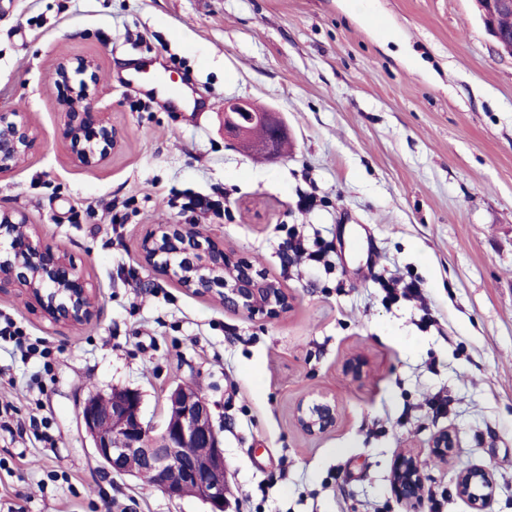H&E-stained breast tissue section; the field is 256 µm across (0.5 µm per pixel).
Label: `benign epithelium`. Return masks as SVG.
I'll use <instances>...</instances> for the list:
<instances>
[{
    "label": "benign epithelium",
    "mask_w": 512,
    "mask_h": 512,
    "mask_svg": "<svg viewBox=\"0 0 512 512\" xmlns=\"http://www.w3.org/2000/svg\"><path fill=\"white\" fill-rule=\"evenodd\" d=\"M479 14L495 39L498 50L512 54V34L499 30L497 19L512 14V0H474ZM79 75L75 97L62 105L61 134L73 160L94 166L120 145L119 133L102 112L89 103L99 81L98 64L85 58L72 64L60 60L54 66V81L71 82ZM224 131L248 147L267 155L278 154L284 125L277 113L262 110L249 100L224 102ZM260 125L270 137L253 142L252 129ZM38 133L24 113L0 111V176L15 169L34 149ZM19 210L0 209V294L10 289L25 294L45 318L54 324L81 323L96 308V291L67 254L45 242ZM145 266L172 278L197 295L223 298L224 309L251 318H275L288 313L293 297L277 280L249 260L224 250V244L192 224H157L141 240ZM140 395L119 390L87 399L79 418L92 440L96 456L105 470L120 475L148 473L171 500L190 495L209 506V512H225L228 504V471L224 448L214 425L208 401L190 387L179 386L169 396L167 420L160 432L144 422ZM340 410L336 400L323 398L310 405L299 403L294 412L296 426L305 434H323L336 426ZM209 452L198 456L192 448ZM457 436L448 428L432 438L431 453L441 462L456 453ZM137 460L140 468L129 467ZM422 458L408 452L397 456L392 469L395 495L403 502L422 499ZM490 472L469 465L457 472L458 494L473 512H484L491 494Z\"/></svg>",
    "instance_id": "7a95c632"
}]
</instances>
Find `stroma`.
I'll list each match as a JSON object with an SVG mask.
<instances>
[{"instance_id": "stroma-1", "label": "stroma", "mask_w": 512, "mask_h": 512, "mask_svg": "<svg viewBox=\"0 0 512 512\" xmlns=\"http://www.w3.org/2000/svg\"><path fill=\"white\" fill-rule=\"evenodd\" d=\"M154 55L208 99L201 118L124 76ZM83 58L122 138L94 167L60 135L52 78ZM233 98L276 111L278 158L225 136ZM14 108L39 141L0 178V208L64 248L97 304L54 325L0 294V315L52 350L45 363L0 348V512H207L106 472L79 420L89 396L131 388L162 427L181 385L211 405L230 512H435L392 490L405 451L426 460L436 512H472L455 476L473 464L494 482L486 512H512V56L472 0H0V109ZM193 193L226 198L200 227L280 280L291 312L230 313L142 264V236L188 223ZM292 228L326 265L294 259ZM394 277L423 302H385ZM325 397L341 418L306 435L294 409ZM445 427L448 464L430 456ZM431 453L441 462H448L456 453L457 436L448 428L438 431L432 438Z\"/></svg>"}]
</instances>
